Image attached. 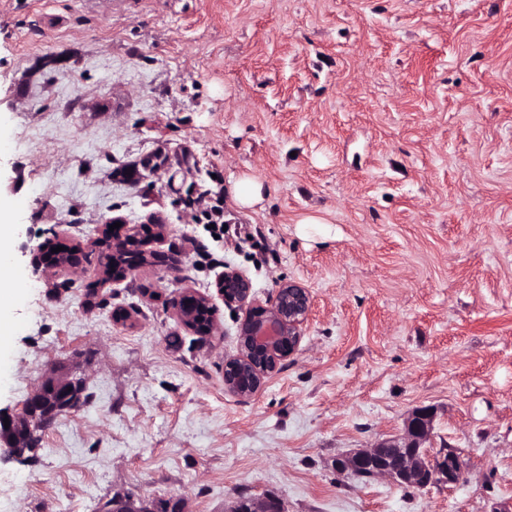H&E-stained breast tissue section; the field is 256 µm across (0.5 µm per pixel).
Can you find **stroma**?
Masks as SVG:
<instances>
[{"label":"stroma","mask_w":512,"mask_h":512,"mask_svg":"<svg viewBox=\"0 0 512 512\" xmlns=\"http://www.w3.org/2000/svg\"><path fill=\"white\" fill-rule=\"evenodd\" d=\"M213 242L188 198L243 173ZM0 198L23 293L0 347L16 412L61 362L84 385L37 448L0 456V512H100L116 496L227 512H493L512 501V0H0ZM162 219L158 251L34 272L32 248L89 247L104 221ZM323 219V234L301 220ZM219 265L198 264L200 249ZM280 282L312 299L297 350L251 398L224 389L243 308ZM211 296L213 335L171 300ZM436 416L464 480L404 488L336 461ZM264 183L251 174H242L230 189L234 203L240 208H253L264 199ZM283 503L276 497L261 498L238 496L227 512H284Z\"/></svg>","instance_id":"stroma-1"}]
</instances>
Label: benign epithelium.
<instances>
[{
    "instance_id": "1",
    "label": "benign epithelium",
    "mask_w": 512,
    "mask_h": 512,
    "mask_svg": "<svg viewBox=\"0 0 512 512\" xmlns=\"http://www.w3.org/2000/svg\"><path fill=\"white\" fill-rule=\"evenodd\" d=\"M117 222L112 218L102 225V233L112 240L113 251L126 250L136 244L140 249L150 245L152 238L144 237L136 226L126 224L112 230ZM53 246L75 247L63 241L46 240L34 249L32 265L42 272L64 271L70 268L65 261L49 263L45 252ZM218 294L229 305L247 308L238 328L235 356L224 362V387L241 398L254 396L278 364L298 348L302 326L306 322L311 297L306 288L296 282L283 281L275 295L262 304L256 300L251 280L234 268L224 270L216 284ZM210 310L209 299L185 291L172 300V307L187 328L201 335L213 332V323L202 325L196 305ZM81 403V385L65 374L44 377L30 393L22 409L8 412L0 409V447L15 454L26 446L35 430L44 428L57 417L77 410ZM9 426H4V420ZM434 411L430 407L414 409L405 421L401 433L384 438L369 448L346 454L338 461L339 468L359 478H385L406 488L441 486L452 488L464 480L465 472L460 454L454 448H441L430 454L426 443L433 428ZM137 499L128 495L112 498L103 512H148L149 507L136 505ZM228 512H284L283 503L276 497L239 496Z\"/></svg>"
}]
</instances>
